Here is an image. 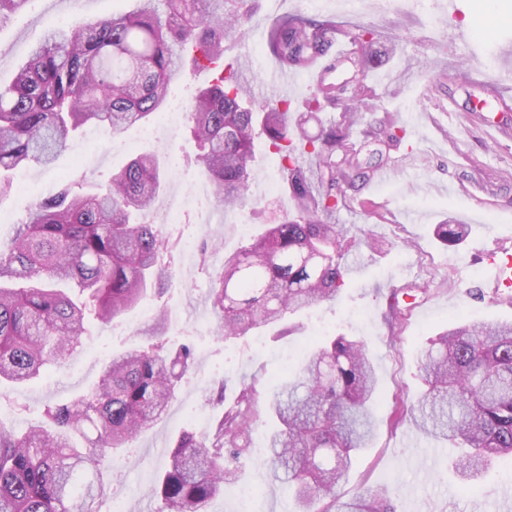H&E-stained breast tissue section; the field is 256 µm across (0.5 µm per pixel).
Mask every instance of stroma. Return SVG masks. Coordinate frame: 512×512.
<instances>
[{
    "mask_svg": "<svg viewBox=\"0 0 512 512\" xmlns=\"http://www.w3.org/2000/svg\"><path fill=\"white\" fill-rule=\"evenodd\" d=\"M457 4L452 15L448 0H321L316 7L307 0H245L250 20L231 35L225 56L235 60L257 100L281 95L300 112L314 84L308 71L289 73L283 90L265 82L264 69L279 65L268 47L276 21L297 15L333 20L342 30L334 44L340 52L348 47L346 32L370 27L379 34V53L389 60L368 73L375 107L367 122L391 118L407 134L376 171L342 187L344 201L334 221L343 228V289L336 301L290 317L289 335L226 342L212 335L208 272L258 233L266 216L248 207L222 210L210 198L184 209L176 227L206 247L207 265L179 272L171 292L147 295L113 323L88 320L69 360L0 396L1 421L18 429L39 424L44 404L68 401L93 387L107 356L139 344L140 328L155 309L166 307L170 338L189 336L196 343L195 365L164 418L115 462L101 512H111L116 500L124 512H155L149 488L168 463L172 438L187 427L205 436L222 410L220 403H208L210 394L221 390L233 399L245 381L268 397L285 368L297 367L323 337L338 333L366 341L378 378L373 440L356 456L338 495L347 500L365 490H385L395 512H502L503 496L512 494V462L498 460L477 481H465L453 467L454 445L422 435L404 413L425 389L419 360L433 336L462 320L512 318V291L493 289L488 264L491 252H512V106L499 104L503 98L512 103V87L492 86L494 51L512 45V0ZM136 7L137 0H33L0 26V82L12 81L49 28ZM195 151L194 141L179 130L154 138L140 124L115 140L104 128L86 125L53 164L32 163L15 173L12 191L0 195V214L14 222L25 218L29 184L43 194L64 180L103 188L138 155L165 160ZM255 166L259 183L275 189L271 210L291 209L279 158L261 139ZM448 221L467 227L458 245H444L435 235L436 225ZM411 284L417 287L414 296L400 298L402 325L390 331V292ZM268 431L266 423L255 425L253 448L242 457L237 479L225 483L208 512H242L240 492L246 487L257 494L254 512H292L288 486L274 478L264 451Z\"/></svg>",
    "mask_w": 512,
    "mask_h": 512,
    "instance_id": "35a3bbf8",
    "label": "stroma"
}]
</instances>
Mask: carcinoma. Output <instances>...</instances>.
Here are the masks:
<instances>
[{
  "label": "carcinoma",
  "instance_id": "obj_1",
  "mask_svg": "<svg viewBox=\"0 0 512 512\" xmlns=\"http://www.w3.org/2000/svg\"><path fill=\"white\" fill-rule=\"evenodd\" d=\"M165 10H159V2ZM31 0H0V26ZM244 0H138L131 13L50 29L8 85L0 84V194L14 171L49 164L82 126L116 135L144 124L169 104L172 83L193 69L210 83L186 105L195 162L224 205H241L255 179L253 145L266 139L280 157L294 208L280 212L239 251L224 256L208 301L216 335L228 340L274 327L333 301L344 283L341 230L332 222L336 187L367 176L406 136L395 121L366 132V154L347 146L349 127L365 121L374 91L366 78L384 63L377 32H347L351 49L318 75L307 114L340 107L343 121L311 134L292 101L260 104L232 66L224 41L249 20ZM336 23L297 16L274 23L269 47L281 67L311 71L331 55ZM315 160L304 171L299 159ZM162 177L145 154L112 174L100 191L63 183L39 197L12 236L0 237V385L38 378L70 358L92 316L110 323L148 292L172 285L176 240L141 221ZM462 224H439L445 245L463 240ZM142 343L103 365L97 385L63 404H47L43 422L24 432L0 423V512H98L108 494L112 458L160 420L192 370V346L167 347L166 315L140 330ZM428 389L414 423L435 439L460 440L458 469L476 476L512 458V321L473 320L450 328L420 358ZM376 378L363 340L332 336L311 350L273 397L257 407L242 383L200 438L185 430L152 487L157 512H208L251 445L253 426L273 424L271 465L292 487L295 512H395L388 491L337 503L336 487L374 432Z\"/></svg>",
  "mask_w": 512,
  "mask_h": 512
}]
</instances>
